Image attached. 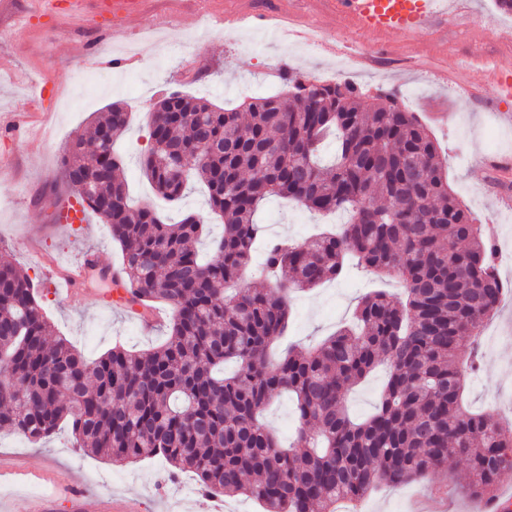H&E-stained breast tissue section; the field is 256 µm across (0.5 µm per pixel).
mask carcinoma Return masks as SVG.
<instances>
[{"label": "carcinoma", "instance_id": "1", "mask_svg": "<svg viewBox=\"0 0 512 512\" xmlns=\"http://www.w3.org/2000/svg\"><path fill=\"white\" fill-rule=\"evenodd\" d=\"M284 81V95L230 109L178 93L153 104L142 171L169 202L191 179L205 186L209 210L224 219L206 262L196 248L200 219L170 224L150 205L128 204L114 149L130 123L123 104L94 121L97 164L82 137L67 145L60 177L106 219L126 304L170 307L168 334L152 349L118 344L89 358L53 336L28 273L0 264V429L38 443L67 422L76 447L114 465L161 455L194 473L204 492L242 494L265 512H336L450 458L467 462L465 487L485 499L512 472V423L462 405L484 320L504 294L493 247L412 113L388 95L364 104L338 81L308 86L290 72ZM332 136L335 157L323 164ZM187 150L206 163L178 180L168 156ZM271 198L347 220L308 242L268 240L266 286L249 288L243 275L264 233L256 213ZM351 263L398 280L404 297L377 289L359 302L355 325L270 360L287 332L290 295ZM379 367L378 402L356 420L345 392ZM283 393L297 421L286 448L261 420Z\"/></svg>", "mask_w": 512, "mask_h": 512}]
</instances>
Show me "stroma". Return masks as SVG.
Returning <instances> with one entry per match:
<instances>
[{
  "instance_id": "stroma-1",
  "label": "stroma",
  "mask_w": 512,
  "mask_h": 512,
  "mask_svg": "<svg viewBox=\"0 0 512 512\" xmlns=\"http://www.w3.org/2000/svg\"><path fill=\"white\" fill-rule=\"evenodd\" d=\"M40 0H11L0 13V262L27 271L45 291L47 317L59 336L88 357L123 344L136 350L159 344L163 325L144 328L121 306L109 303L111 280L92 275L71 295L49 288L45 266L15 250L12 236L26 235L50 257L78 261L97 251L107 266H118L120 248L104 223L90 218L75 232L55 220L51 196H65L59 180L65 145L90 133L95 113L114 102L132 114L118 143L133 205L151 204L168 221L195 213L208 215L202 187L192 188L175 205L156 196L144 177L140 157L149 130V112L163 90L201 94L221 107L262 98L284 89L282 75L294 72L313 81L341 78L366 97L385 91L413 112L437 140L448 183L486 226L499 274L509 285L483 331L496 339L482 354L479 371L469 374L466 404L512 419V177L493 171L490 157L512 162V97L495 73L512 70V13L495 0H470L467 11L440 19L433 31L408 39H377L354 31L324 0H145L131 18L94 10L86 19L43 14ZM284 14L289 30L265 40L238 19L243 12ZM381 44L372 68H346L354 50ZM258 219L268 236L297 242L312 237L326 219L300 205L275 200ZM400 294L395 280L364 269L295 293L288 332L277 352L317 344L352 320L360 299L375 289ZM464 462L393 489L373 491L363 512H472L476 499L460 484ZM160 459L124 466L76 448L68 425L45 441L0 431V512H33L52 488L79 480L89 504L105 498L125 500L137 512H264L243 496L204 494L191 473L171 478Z\"/></svg>"
}]
</instances>
